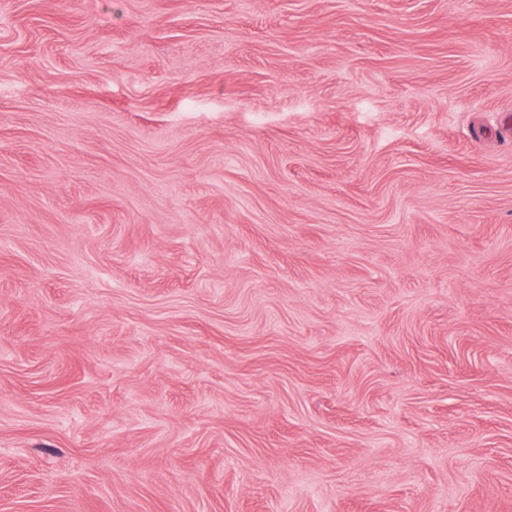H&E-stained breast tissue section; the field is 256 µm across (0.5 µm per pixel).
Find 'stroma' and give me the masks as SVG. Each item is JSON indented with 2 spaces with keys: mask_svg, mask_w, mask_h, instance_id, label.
I'll use <instances>...</instances> for the list:
<instances>
[{
  "mask_svg": "<svg viewBox=\"0 0 512 512\" xmlns=\"http://www.w3.org/2000/svg\"><path fill=\"white\" fill-rule=\"evenodd\" d=\"M0 512H512V0H0Z\"/></svg>",
  "mask_w": 512,
  "mask_h": 512,
  "instance_id": "1",
  "label": "stroma"
}]
</instances>
